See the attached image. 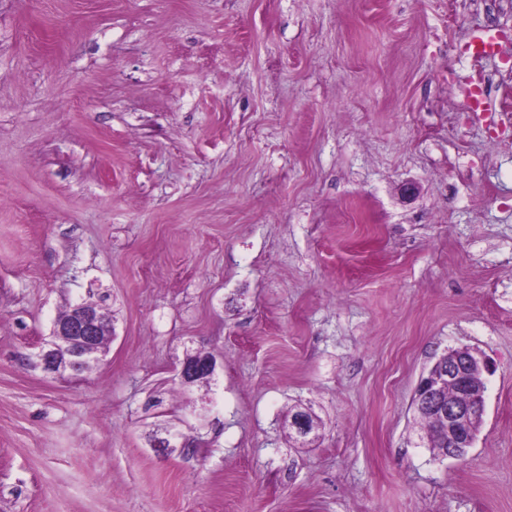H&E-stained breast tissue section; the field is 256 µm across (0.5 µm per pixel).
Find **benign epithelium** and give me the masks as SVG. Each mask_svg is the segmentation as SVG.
<instances>
[{
    "mask_svg": "<svg viewBox=\"0 0 512 512\" xmlns=\"http://www.w3.org/2000/svg\"><path fill=\"white\" fill-rule=\"evenodd\" d=\"M106 328V321L93 305L81 304L70 316L55 322L54 339L42 343L36 355L38 366L48 374H61L88 357L98 361V352H89ZM216 362L205 355L181 367L179 376L190 384L200 376H213ZM489 361L461 346L448 350V364L436 361L416 388L417 408L431 414L448 436V449L439 459H461L474 447L486 408L485 375Z\"/></svg>",
    "mask_w": 512,
    "mask_h": 512,
    "instance_id": "7a95c632",
    "label": "benign epithelium"
}]
</instances>
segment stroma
<instances>
[{
	"instance_id": "obj_1",
	"label": "stroma",
	"mask_w": 512,
	"mask_h": 512,
	"mask_svg": "<svg viewBox=\"0 0 512 512\" xmlns=\"http://www.w3.org/2000/svg\"><path fill=\"white\" fill-rule=\"evenodd\" d=\"M489 28L512 113L505 0H0V512H512V135L454 118ZM79 303L107 352L48 376ZM458 346L486 414L439 462ZM447 354L448 374L440 357L421 377L415 391L417 408L429 412L448 436V449L440 454L442 432L435 429L430 418L422 419L428 447L433 456H439L438 460L461 459L474 447L486 408L484 375L491 372L489 361L477 357L466 346L449 349ZM430 399L433 401L427 402ZM216 369V362L208 355H201L194 361L183 364L180 369L179 376L182 383L189 385L197 377L214 375Z\"/></svg>"
}]
</instances>
